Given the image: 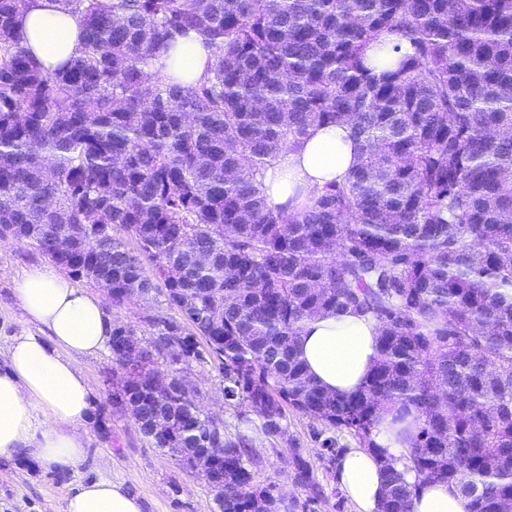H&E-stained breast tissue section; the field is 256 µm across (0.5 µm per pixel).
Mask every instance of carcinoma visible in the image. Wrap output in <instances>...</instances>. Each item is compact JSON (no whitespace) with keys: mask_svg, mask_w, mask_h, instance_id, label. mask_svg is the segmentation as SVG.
I'll return each mask as SVG.
<instances>
[{"mask_svg":"<svg viewBox=\"0 0 512 512\" xmlns=\"http://www.w3.org/2000/svg\"><path fill=\"white\" fill-rule=\"evenodd\" d=\"M81 56L46 72L0 0V226L56 267L112 282V306L162 295L176 312L141 342L178 372L215 362L224 405L283 436L292 409L374 453L382 414L408 444L384 461L382 512L428 483L465 512L512 504V0H57ZM209 74L173 83L152 60L190 32ZM412 53L383 51L386 34ZM367 144L296 212L267 206L273 161L317 125ZM71 251L59 246L71 236ZM350 310L381 327L355 392L321 388L296 340ZM112 330V408L174 457L223 452L221 512H280L273 481L245 496L252 444L224 439L188 377L154 389ZM411 472L410 483L404 473ZM292 480L323 493L294 454Z\"/></svg>","mask_w":512,"mask_h":512,"instance_id":"1","label":"carcinoma"}]
</instances>
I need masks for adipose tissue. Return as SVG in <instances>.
Instances as JSON below:
<instances>
[{"label":"adipose tissue","instance_id":"ef3b65f1","mask_svg":"<svg viewBox=\"0 0 512 512\" xmlns=\"http://www.w3.org/2000/svg\"><path fill=\"white\" fill-rule=\"evenodd\" d=\"M25 47L46 70L80 55L82 28L57 0H28L15 24ZM212 50L197 36L180 39L153 66L185 85L207 75ZM362 149L347 124L314 127L282 152L263 179L271 209H301L330 183L343 181ZM18 299L35 331L15 336L0 368V457L32 455L46 470L72 471L85 456L79 432L90 410L84 360L106 349L114 320L96 297L53 268H36L16 285ZM378 326L368 317L328 313L308 321L298 340L300 357L324 389L356 391L377 357ZM379 455V454H378ZM377 454L348 449L338 462L339 480L357 512H380L384 473ZM413 512H464L448 484L419 489ZM66 512H142L137 497L100 479L81 486Z\"/></svg>","mask_w":512,"mask_h":512}]
</instances>
